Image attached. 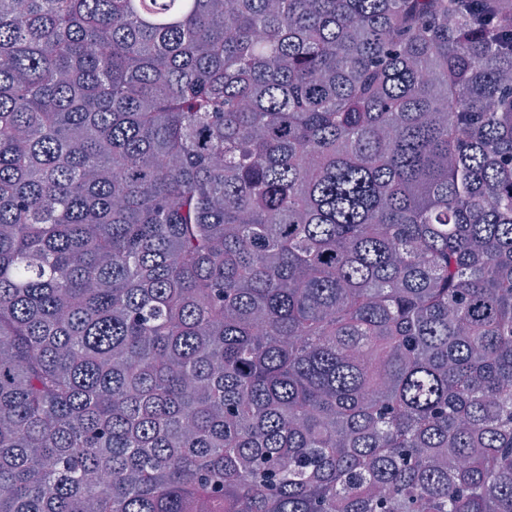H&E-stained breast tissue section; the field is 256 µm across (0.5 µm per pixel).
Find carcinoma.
Returning <instances> with one entry per match:
<instances>
[{
	"mask_svg": "<svg viewBox=\"0 0 512 512\" xmlns=\"http://www.w3.org/2000/svg\"><path fill=\"white\" fill-rule=\"evenodd\" d=\"M0 512H512V0H0Z\"/></svg>",
	"mask_w": 512,
	"mask_h": 512,
	"instance_id": "carcinoma-1",
	"label": "carcinoma"
}]
</instances>
